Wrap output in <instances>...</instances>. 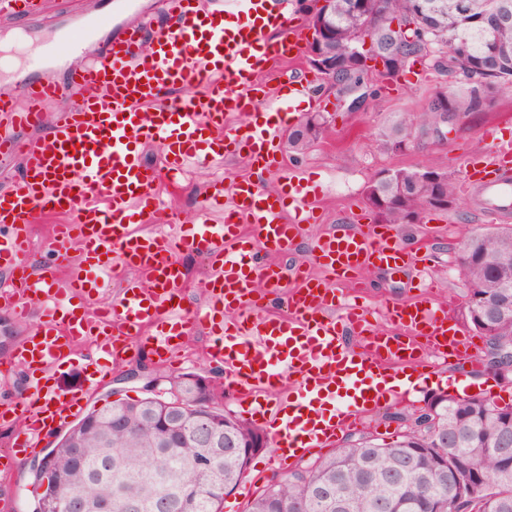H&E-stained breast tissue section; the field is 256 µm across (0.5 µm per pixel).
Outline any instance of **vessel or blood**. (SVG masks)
I'll return each mask as SVG.
<instances>
[{
  "label": "vessel or blood",
  "mask_w": 512,
  "mask_h": 512,
  "mask_svg": "<svg viewBox=\"0 0 512 512\" xmlns=\"http://www.w3.org/2000/svg\"><path fill=\"white\" fill-rule=\"evenodd\" d=\"M240 2L231 22L201 0H177L148 42L145 25L114 29V13L103 10L86 21L80 41L59 34L13 70L18 96L0 97V120L9 128L0 136V156L22 154L24 172L0 193V270L19 276L28 293H57L70 302L45 305L33 332L0 360V371L19 368L27 379L22 395L0 400V422L14 429L5 457L36 451L65 430L83 413L89 390L141 352L179 364L184 338L197 326L208 331V355L223 370L225 389L269 432L279 464L298 452L322 453L340 434L361 430L380 407L419 391L430 356L476 358L474 338L446 308L396 303L390 328L379 330L367 309L342 306L330 288L335 279L364 288L360 274L370 266L406 267L421 246L397 240L393 228L372 233L338 224L316 242L313 268L286 271L271 262L293 247L303 225L321 221L302 180L278 190L262 182L280 168L281 135L297 108L313 102V81L297 74L273 89L263 83L276 64L296 59L300 27L287 0ZM41 9L40 0H0V15L15 21ZM84 43L100 46L92 62L71 70L66 82L56 80V68ZM184 86L196 88V96L174 102L171 92ZM60 98L69 104L42 139L27 144L12 137L13 129L42 125L47 106ZM241 112L248 121L229 124ZM149 141L162 143L173 183L188 163L240 153L256 176L229 185L213 180L203 213L186 227L160 207L154 191L160 175L142 158ZM466 183L494 213H511L512 148L498 146L467 170ZM44 212L63 222L48 239L54 263L32 279V224ZM213 212L223 213V223L211 222ZM141 218L171 224L174 232H143ZM182 249L209 268L205 301L192 311L181 301L184 268L176 253ZM73 262L78 273L60 281L59 266ZM119 267L145 277L125 282L99 313L88 312L84 299ZM287 277L296 283L286 296L287 315L268 313L256 288L277 295ZM83 339L95 342L98 356H79ZM408 367L417 380L387 385L389 372ZM324 391L343 409L325 415L318 402Z\"/></svg>",
  "instance_id": "1"
}]
</instances>
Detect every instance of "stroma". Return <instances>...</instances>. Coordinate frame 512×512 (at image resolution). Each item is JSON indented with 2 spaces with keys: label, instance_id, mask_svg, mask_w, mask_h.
<instances>
[{
  "label": "stroma",
  "instance_id": "35a3bbf8",
  "mask_svg": "<svg viewBox=\"0 0 512 512\" xmlns=\"http://www.w3.org/2000/svg\"><path fill=\"white\" fill-rule=\"evenodd\" d=\"M48 9L29 19L15 22L0 18V53L18 57L38 51L58 31H68L80 38L81 16L95 13L102 0H47ZM446 74L435 70L429 62L418 60L397 77L381 81L376 100L362 112H340L336 99L326 88L325 78H318L312 105L300 106L297 120L324 112L330 119V133L317 140L306 151L292 152L281 145V169L266 176L265 184L277 188L285 184L289 174L299 173L311 186L318 202L322 221L307 225L297 250L282 257L284 266L312 258L314 245L326 227L346 221L352 224H376L379 216L365 200V187L376 173L384 169L416 170L435 167L453 175L458 183L459 204L447 211L426 212L420 222L397 225L400 237L424 241L426 259L395 273L385 268L364 270L369 284L366 305L375 309V324L388 325L387 310L397 302L417 297L436 303H452L462 326H469L468 306L458 263L457 244L467 228L487 227L490 217L483 204L464 187L466 171L471 162L485 158L503 142H512V91L499 92L490 109L468 117L447 145L433 142L394 153L381 148L379 130L391 115L423 111L430 97L447 86ZM248 161L234 156L205 166L188 165L179 188L163 193L161 202L166 211L176 212L183 223L196 219L206 190L214 178L231 182L250 178ZM482 359L461 365L448 360L437 370L436 383L414 393L407 409L421 408L436 394H455L458 384L472 375L485 373Z\"/></svg>",
  "mask_w": 512,
  "mask_h": 512
}]
</instances>
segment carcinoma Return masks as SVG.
<instances>
[{"label": "carcinoma", "instance_id": "1", "mask_svg": "<svg viewBox=\"0 0 512 512\" xmlns=\"http://www.w3.org/2000/svg\"><path fill=\"white\" fill-rule=\"evenodd\" d=\"M366 0L360 12L336 0V15L324 21L333 36L322 51L343 60L335 81L349 91L368 70L351 52L354 41L384 44L396 73L425 59L463 89L448 91V111L466 116L483 111L480 95L512 88V8L498 12L497 0ZM395 20L396 37L378 35V25ZM438 96L418 114L397 113L378 133L387 149L418 144L433 134ZM309 122L288 135L295 151L317 138ZM407 176L400 192L382 181L365 191L378 195L377 213L388 224H408L425 211L435 186ZM471 325L490 346L512 349V225L469 229L458 244ZM182 374L168 397L125 399L94 409L57 442L47 466L56 492L49 512H222L224 496L245 477L251 457L265 440L260 431L218 409L223 392L197 390ZM184 396L174 419L168 405ZM207 412L223 432L224 447L210 448L193 432L197 411ZM398 423L388 442L372 432L348 436L331 453L295 468L284 480L264 485L245 512H512V404L491 397L439 395L426 407L387 413L381 423Z\"/></svg>", "mask_w": 512, "mask_h": 512}]
</instances>
